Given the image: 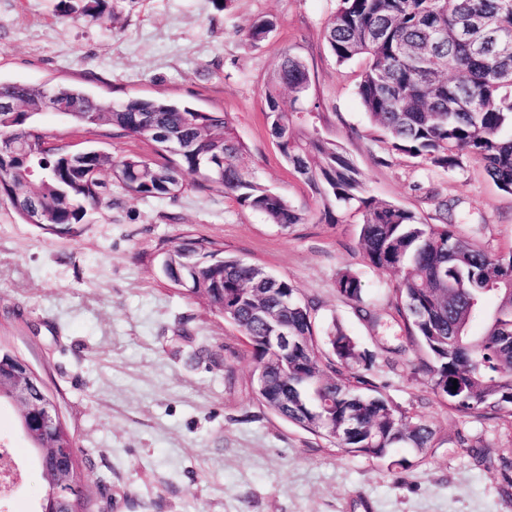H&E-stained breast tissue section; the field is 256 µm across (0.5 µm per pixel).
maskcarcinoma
Segmentation results:
<instances>
[{"label":"carcinoma","instance_id":"obj_1","mask_svg":"<svg viewBox=\"0 0 512 512\" xmlns=\"http://www.w3.org/2000/svg\"><path fill=\"white\" fill-rule=\"evenodd\" d=\"M119 0H59L58 16L105 23L118 20ZM496 16L512 32V0H340L324 37L336 63L362 58L365 67L356 93L379 141L390 154H404L446 171L463 157L481 161L488 177L512 194V41L505 45L486 33L461 28L464 18ZM275 29L269 18L255 21L244 38L255 46ZM69 111L70 123L90 130L112 126V137L148 139L160 149L181 152L159 159L139 155L114 158L97 149L69 156L37 123L45 92ZM265 117L283 158L324 201L321 220L337 223V203L361 216L359 246L365 266L395 278L391 308L405 335L418 343L433 392L448 408L466 416L505 414L512 418V252L498 255L441 219L430 224L400 205L361 195L363 175L347 152L322 136L314 118L320 102L311 99V79L300 58L282 53L263 87ZM0 136L15 140V157L0 162V193L27 224L48 233H70L87 215L112 205V184L142 199H175L185 191L184 171L199 186L236 195L240 204L288 229L306 214L258 183L243 164L247 148L231 115L172 100L131 96L120 105L98 102L75 84L23 85L0 81ZM167 268L189 278L185 294L208 300L215 310L229 296L227 314L241 336L254 369L265 368L278 399L253 398L277 416L346 453L386 458L394 448L418 453L433 447L435 432L381 391L368 373L373 356L339 325L327 345L317 337L315 306L287 279L270 278L263 268L224 256V247L185 235L163 245ZM336 291L374 324L379 315L364 309L362 277L349 268L336 273ZM496 299L494 306L488 298ZM288 305H283V299ZM483 318L475 334L471 324ZM288 322V332L306 348L288 353V376L267 366V351L251 340L264 335V320ZM457 389H452V386ZM346 429L335 442L331 424ZM46 448H69L65 464L77 470L75 443L66 424L42 437ZM87 512L86 501L62 507L40 498L38 512Z\"/></svg>","mask_w":512,"mask_h":512}]
</instances>
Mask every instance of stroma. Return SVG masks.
I'll return each mask as SVG.
<instances>
[{
    "label": "stroma",
    "instance_id": "1",
    "mask_svg": "<svg viewBox=\"0 0 512 512\" xmlns=\"http://www.w3.org/2000/svg\"><path fill=\"white\" fill-rule=\"evenodd\" d=\"M57 2L0 0L1 80L231 113L248 169L309 214L282 229L187 172L177 198L143 200L116 186L111 206L76 234L53 235L23 223L0 195V343L54 395L80 450L90 512H512L503 479L512 422L462 416L432 393L423 351L389 315L392 278L363 262L359 215L319 222V203L280 154L264 114L269 69L284 52L305 61L320 133L349 153L376 200L431 223L447 203L463 236L507 253L512 194L475 160L447 172L385 153L355 94L362 60L337 65L324 39L338 0H137L114 27L59 20ZM261 16L276 29L254 47L244 31ZM38 121L73 150L154 155L149 141L112 138L106 125L88 132L54 112ZM186 233L297 286L316 304L318 335L337 323L376 354V382L436 431L438 445L422 455L395 449L389 463L352 456L260 406L240 333L161 272L158 244ZM344 267L361 274L378 326L337 293Z\"/></svg>",
    "mask_w": 512,
    "mask_h": 512
}]
</instances>
